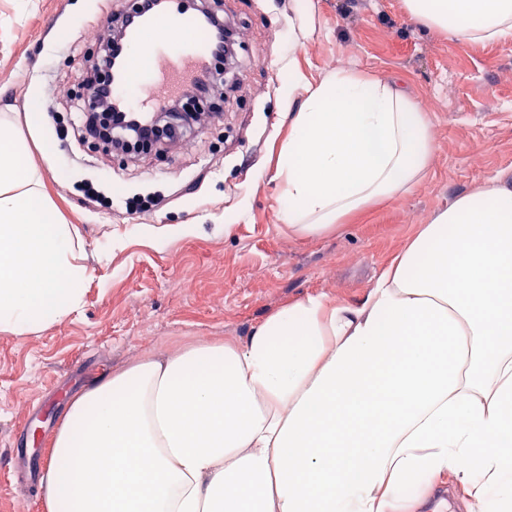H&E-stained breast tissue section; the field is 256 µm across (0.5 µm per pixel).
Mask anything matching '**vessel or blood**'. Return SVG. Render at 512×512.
I'll return each mask as SVG.
<instances>
[{"mask_svg": "<svg viewBox=\"0 0 512 512\" xmlns=\"http://www.w3.org/2000/svg\"><path fill=\"white\" fill-rule=\"evenodd\" d=\"M128 53L113 72L115 99L131 98L142 113L160 111L214 63L201 17L190 0H165L162 8L135 16Z\"/></svg>", "mask_w": 512, "mask_h": 512, "instance_id": "obj_1", "label": "vessel or blood"}]
</instances>
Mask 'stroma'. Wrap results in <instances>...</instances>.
I'll return each mask as SVG.
<instances>
[{
    "instance_id": "35a3bbf8",
    "label": "stroma",
    "mask_w": 512,
    "mask_h": 512,
    "mask_svg": "<svg viewBox=\"0 0 512 512\" xmlns=\"http://www.w3.org/2000/svg\"><path fill=\"white\" fill-rule=\"evenodd\" d=\"M242 47L238 89L186 136L141 155L79 136L82 63L95 58L103 0H0V108L16 111L44 190L76 225L89 268L82 307L23 335L0 334V512H39L28 470L45 471L54 430L90 379L195 340L234 342L310 293L359 303L423 224L491 179L512 186V41L466 42L423 29L402 0H207ZM344 68L397 80L429 118L431 161L410 193L303 237L275 210V162L302 91ZM58 117L30 127L31 98ZM51 140L50 154L41 145ZM105 194L87 197L84 184ZM153 196L141 213L127 198ZM187 224L186 235L171 227ZM443 477L419 491L421 512H477Z\"/></svg>"
}]
</instances>
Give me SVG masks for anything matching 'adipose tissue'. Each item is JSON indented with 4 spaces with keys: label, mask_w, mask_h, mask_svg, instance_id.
<instances>
[{
    "label": "adipose tissue",
    "mask_w": 512,
    "mask_h": 512,
    "mask_svg": "<svg viewBox=\"0 0 512 512\" xmlns=\"http://www.w3.org/2000/svg\"><path fill=\"white\" fill-rule=\"evenodd\" d=\"M417 25L512 39V0H403ZM0 113V333L80 309L74 225ZM431 132L395 83L339 69L305 85L279 150L276 211L316 236L405 194ZM464 498L512 512V189L457 197L361 304L309 294L243 340L148 354L82 389L59 422L42 512H401L461 460Z\"/></svg>",
    "instance_id": "1"
}]
</instances>
